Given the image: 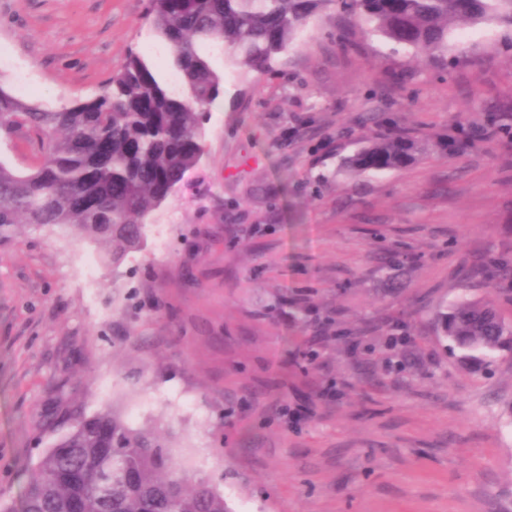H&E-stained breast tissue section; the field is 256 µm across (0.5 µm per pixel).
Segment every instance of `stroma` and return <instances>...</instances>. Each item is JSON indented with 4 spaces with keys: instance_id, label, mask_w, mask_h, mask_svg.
<instances>
[{
    "instance_id": "35a3bbf8",
    "label": "stroma",
    "mask_w": 512,
    "mask_h": 512,
    "mask_svg": "<svg viewBox=\"0 0 512 512\" xmlns=\"http://www.w3.org/2000/svg\"><path fill=\"white\" fill-rule=\"evenodd\" d=\"M147 6L0 0V86L54 109L129 53L161 63ZM332 16L274 74L226 77L199 164L120 264L56 226L0 241V504L64 402L164 430L232 512H512V353L474 370L432 332L438 304L485 296L461 263L512 254V154L340 167L358 113L449 133L512 102V41H455L447 72L377 39L346 59Z\"/></svg>"
}]
</instances>
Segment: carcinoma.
I'll use <instances>...</instances> for the list:
<instances>
[{
  "label": "carcinoma",
  "mask_w": 512,
  "mask_h": 512,
  "mask_svg": "<svg viewBox=\"0 0 512 512\" xmlns=\"http://www.w3.org/2000/svg\"><path fill=\"white\" fill-rule=\"evenodd\" d=\"M336 6V48L358 51L357 24L408 50L417 64L448 66L450 36L481 24L512 30V0H149L147 18L169 49L176 81L133 53L102 92L56 110L0 87V123L36 135L40 165L20 170L0 159V239L21 224L65 226L109 249L119 263L143 243L148 217L201 159L206 108L227 71L274 72L319 13ZM224 67L218 68L216 57ZM494 137L512 150V105L487 124L431 138L393 125L342 159L356 173L401 171L432 152L444 157ZM474 273L489 295L512 286V257L490 254ZM434 336L459 357L482 363L512 351V324L494 301L440 306ZM65 434L32 466L16 505L0 512H232L224 494L189 474L167 437L136 429L117 412H66Z\"/></svg>",
  "instance_id": "obj_1"
}]
</instances>
